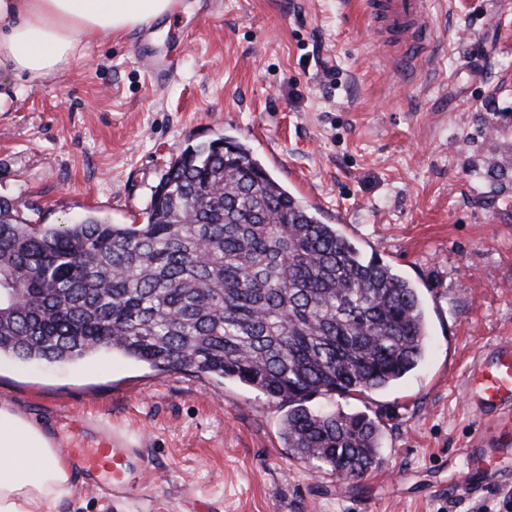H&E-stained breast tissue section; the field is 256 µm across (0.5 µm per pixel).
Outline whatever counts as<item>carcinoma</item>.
<instances>
[{
  "mask_svg": "<svg viewBox=\"0 0 512 512\" xmlns=\"http://www.w3.org/2000/svg\"><path fill=\"white\" fill-rule=\"evenodd\" d=\"M427 336L418 288L231 138L187 146L142 224H34L0 200V355L234 380L288 403L286 447L338 477L379 464L380 428L306 403L394 385Z\"/></svg>",
  "mask_w": 512,
  "mask_h": 512,
  "instance_id": "1",
  "label": "carcinoma"
}]
</instances>
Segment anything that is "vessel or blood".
Instances as JSON below:
<instances>
[{"label":"vessel or blood","instance_id":"b4317fda","mask_svg":"<svg viewBox=\"0 0 512 512\" xmlns=\"http://www.w3.org/2000/svg\"><path fill=\"white\" fill-rule=\"evenodd\" d=\"M364 6L378 38L402 44L400 66L427 55L432 28L424 0H364ZM138 59L159 83L173 77L178 66L177 58L167 55L142 53ZM462 389L483 434L466 451L472 465L456 481L455 495L512 485V466L499 463L501 456L512 452V341L482 348L470 364ZM57 451L88 475L93 491L116 498L127 495L132 474L147 470L145 450L131 447L128 436L106 426L95 430L87 423L75 424L69 442Z\"/></svg>","mask_w":512,"mask_h":512}]
</instances>
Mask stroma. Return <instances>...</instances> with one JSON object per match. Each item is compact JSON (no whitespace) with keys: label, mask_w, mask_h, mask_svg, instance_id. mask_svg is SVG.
<instances>
[{"label":"stroma","mask_w":512,"mask_h":512,"mask_svg":"<svg viewBox=\"0 0 512 512\" xmlns=\"http://www.w3.org/2000/svg\"><path fill=\"white\" fill-rule=\"evenodd\" d=\"M91 40L54 78L0 73V200L39 224H139L170 162L229 136L327 224L421 289L419 366L368 396L379 466L337 478L281 437L287 404L237 382L101 352L65 364L0 357V405L68 432L82 415L148 454L115 503L72 478L53 512H512V486L452 498L477 423L462 379L512 337V0H426L431 54L397 69L361 0H183ZM180 68L154 82L139 43Z\"/></svg>","instance_id":"obj_1"}]
</instances>
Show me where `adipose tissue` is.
<instances>
[{"mask_svg":"<svg viewBox=\"0 0 512 512\" xmlns=\"http://www.w3.org/2000/svg\"><path fill=\"white\" fill-rule=\"evenodd\" d=\"M171 7L172 0H0V71L53 77L97 35H122ZM69 491L70 473L46 430L0 407V512H50Z\"/></svg>","mask_w":512,"mask_h":512,"instance_id":"1","label":"adipose tissue"}]
</instances>
